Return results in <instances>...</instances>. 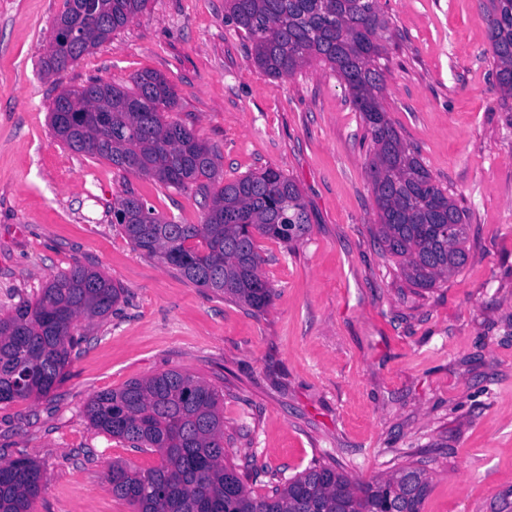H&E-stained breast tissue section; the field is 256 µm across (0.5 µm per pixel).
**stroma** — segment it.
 Listing matches in <instances>:
<instances>
[{
	"label": "stroma",
	"mask_w": 512,
	"mask_h": 512,
	"mask_svg": "<svg viewBox=\"0 0 512 512\" xmlns=\"http://www.w3.org/2000/svg\"><path fill=\"white\" fill-rule=\"evenodd\" d=\"M484 0H380L395 34L383 104L404 143L465 209L468 261L410 284L376 238L370 146L344 82L313 61L290 78L254 64L224 0H148L66 71L42 61L66 0H0V316L80 265L122 295L84 327L47 396L0 403V462L37 461L34 512H132L113 461L158 457L89 424L95 395L177 369L222 397L224 446L254 494L315 464L357 483L413 464L422 512H512V118L498 106ZM175 86L169 117L216 154L225 181L272 167L299 187L308 233L258 238L274 290L256 313L134 250L112 222L131 193L184 224L198 186L119 171L55 137L61 88L99 77Z\"/></svg>",
	"instance_id": "stroma-1"
}]
</instances>
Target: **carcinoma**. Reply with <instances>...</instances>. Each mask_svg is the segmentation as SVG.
I'll return each instance as SVG.
<instances>
[{"instance_id":"obj_1","label":"carcinoma","mask_w":512,"mask_h":512,"mask_svg":"<svg viewBox=\"0 0 512 512\" xmlns=\"http://www.w3.org/2000/svg\"><path fill=\"white\" fill-rule=\"evenodd\" d=\"M147 2L68 0L43 71L68 69ZM224 11L247 34L254 63L269 76L290 77L317 60L345 83L370 139L380 245L405 278L429 288L460 272L468 259L465 212L402 141L383 105L386 75L376 61L386 51L387 24L379 0H224ZM484 13L500 110L512 112V0H486ZM132 82V91L100 78L62 90L50 109H66L73 122L50 115L55 136L77 153L168 187L206 180L199 224L161 216L131 193L113 204L115 223L135 249L195 286L265 311L273 289L260 274L256 238L290 243L307 234L310 216L299 188L270 167L224 182L213 151L191 129L166 119L178 104L175 87L149 71ZM120 295L101 273L74 266L53 276L35 300H21L0 317V403L48 395L78 345V321L108 314ZM219 402L211 385L174 369L93 397L85 409L93 427L159 456L146 470L112 463V494L133 512H421L429 481L410 466L360 488L335 468L314 465L254 496L225 463ZM41 480L31 458L1 462L0 512H33Z\"/></svg>"}]
</instances>
